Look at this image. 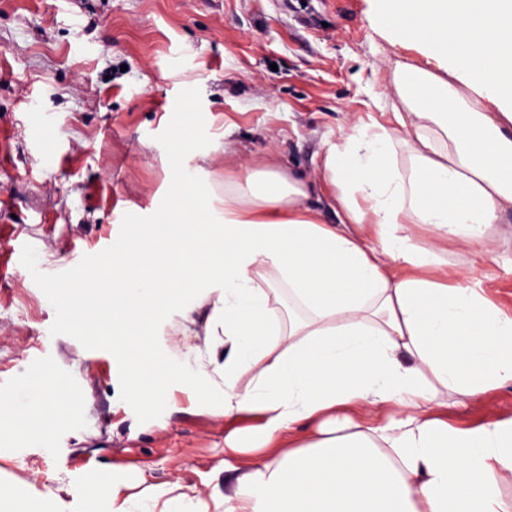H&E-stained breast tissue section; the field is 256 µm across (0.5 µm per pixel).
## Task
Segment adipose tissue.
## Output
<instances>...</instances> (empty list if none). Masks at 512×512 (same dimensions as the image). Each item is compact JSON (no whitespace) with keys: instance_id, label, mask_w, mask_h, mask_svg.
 <instances>
[{"instance_id":"ef3b65f1","label":"adipose tissue","mask_w":512,"mask_h":512,"mask_svg":"<svg viewBox=\"0 0 512 512\" xmlns=\"http://www.w3.org/2000/svg\"><path fill=\"white\" fill-rule=\"evenodd\" d=\"M403 42L437 70L397 64L394 127L351 122L318 182L276 153L224 146V185L182 184L161 217L133 225L80 285L62 318L116 354L145 402L220 398L231 431L226 493L178 482L100 489L105 512H512V416L473 427L449 408L512 386V313L479 279L449 271L411 225L487 255L512 244V0H384ZM327 189L323 219L313 202ZM207 288L196 367L163 366L157 326L192 335L189 289ZM288 290L287 314L271 294ZM13 428L34 439L66 423L50 371L22 380Z\"/></svg>"}]
</instances>
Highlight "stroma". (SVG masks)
<instances>
[{
  "instance_id": "stroma-1",
  "label": "stroma",
  "mask_w": 512,
  "mask_h": 512,
  "mask_svg": "<svg viewBox=\"0 0 512 512\" xmlns=\"http://www.w3.org/2000/svg\"><path fill=\"white\" fill-rule=\"evenodd\" d=\"M382 12L381 0H0V238L13 244L0 249V398L48 369L76 404L43 440L0 412L1 487L68 484L77 512H93L118 475L213 494L231 420L184 398H131L117 359L64 325L56 290L148 222L177 172L223 181L225 141L249 158L276 150L314 179L350 118L392 126L376 102L394 92V63L436 62L418 44L390 45ZM197 153L209 156L200 171ZM412 233L512 309L511 249L483 259ZM509 416L512 386L450 412L461 426Z\"/></svg>"
}]
</instances>
